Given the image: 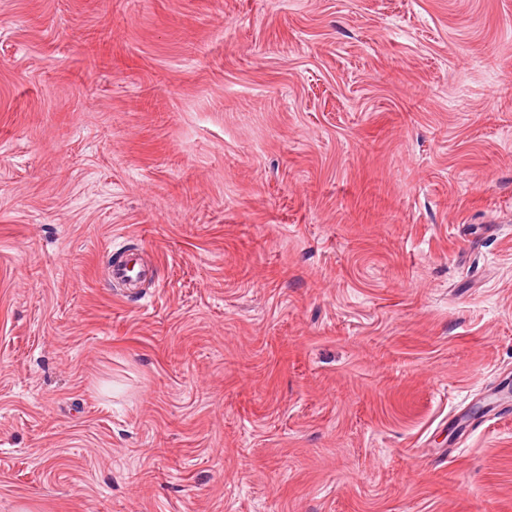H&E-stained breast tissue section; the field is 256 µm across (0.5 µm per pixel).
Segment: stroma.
Here are the masks:
<instances>
[{
    "instance_id": "1",
    "label": "stroma",
    "mask_w": 512,
    "mask_h": 512,
    "mask_svg": "<svg viewBox=\"0 0 512 512\" xmlns=\"http://www.w3.org/2000/svg\"><path fill=\"white\" fill-rule=\"evenodd\" d=\"M509 376L512 0H0V512H512ZM121 251L120 262L112 264L111 278L113 282L124 284L136 282L146 278V271L138 267V259L129 249L120 247L116 252Z\"/></svg>"
}]
</instances>
